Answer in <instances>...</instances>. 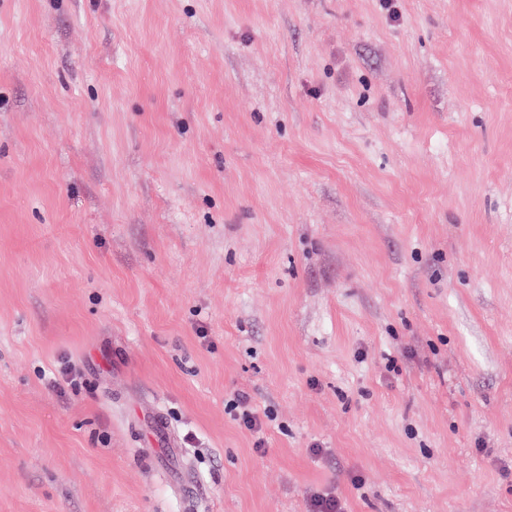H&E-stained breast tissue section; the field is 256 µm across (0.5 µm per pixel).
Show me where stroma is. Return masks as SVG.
Returning a JSON list of instances; mask_svg holds the SVG:
<instances>
[{
	"label": "stroma",
	"instance_id": "obj_1",
	"mask_svg": "<svg viewBox=\"0 0 512 512\" xmlns=\"http://www.w3.org/2000/svg\"><path fill=\"white\" fill-rule=\"evenodd\" d=\"M318 492L512 512V0H0V512ZM227 410L240 427L253 433L259 434L268 422L274 420V414L270 409L259 411L251 405L247 396L239 393L228 401Z\"/></svg>",
	"mask_w": 512,
	"mask_h": 512
}]
</instances>
